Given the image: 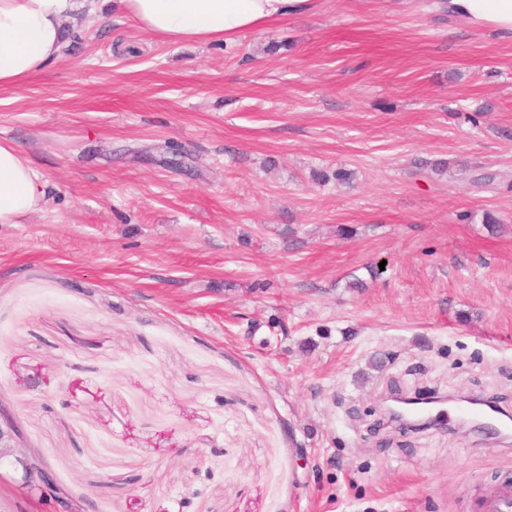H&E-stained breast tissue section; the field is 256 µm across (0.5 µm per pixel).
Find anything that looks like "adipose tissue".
<instances>
[{
	"mask_svg": "<svg viewBox=\"0 0 512 512\" xmlns=\"http://www.w3.org/2000/svg\"><path fill=\"white\" fill-rule=\"evenodd\" d=\"M319 0H112L115 13L172 44L232 45ZM449 18L512 38V0H441ZM96 0H0V89L23 84L58 60L66 21ZM48 201L42 174L12 143L0 142V224H18Z\"/></svg>",
	"mask_w": 512,
	"mask_h": 512,
	"instance_id": "1",
	"label": "adipose tissue"
}]
</instances>
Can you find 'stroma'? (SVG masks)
Returning a JSON list of instances; mask_svg holds the SVG:
<instances>
[{"label": "stroma", "instance_id": "35a3bbf8", "mask_svg": "<svg viewBox=\"0 0 512 512\" xmlns=\"http://www.w3.org/2000/svg\"><path fill=\"white\" fill-rule=\"evenodd\" d=\"M99 9L0 89L49 191L0 224L13 446L85 512H478L512 434L383 402L512 413V39L435 0H319L230 48ZM0 512L59 507L6 474Z\"/></svg>", "mask_w": 512, "mask_h": 512}]
</instances>
